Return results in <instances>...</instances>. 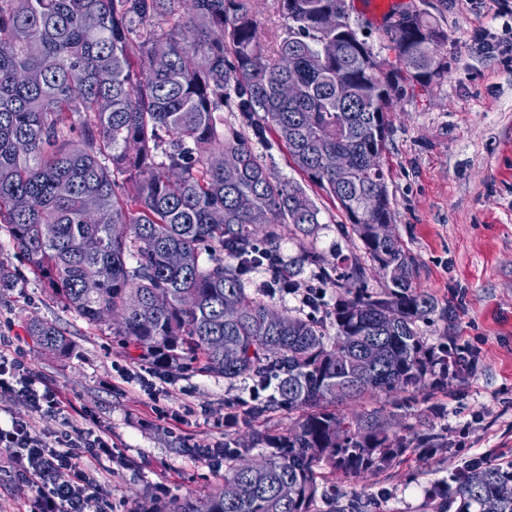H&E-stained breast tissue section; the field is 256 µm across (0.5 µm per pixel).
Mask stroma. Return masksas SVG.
<instances>
[{
  "label": "stroma",
  "mask_w": 512,
  "mask_h": 512,
  "mask_svg": "<svg viewBox=\"0 0 512 512\" xmlns=\"http://www.w3.org/2000/svg\"><path fill=\"white\" fill-rule=\"evenodd\" d=\"M413 4L447 35L448 72L407 90L388 114L382 163L393 228L416 259L417 288L434 305L417 322L425 344L438 352L469 346L479 350L480 361L440 389L428 373L406 393L341 405L346 414L391 411L395 430L411 424L448 442L430 455L407 451L400 464L359 478L326 474V489L359 501L363 512H437L427 499L431 485L448 481L485 451L512 457V0H347L348 18L373 52L390 60L385 15ZM257 151L279 176L303 184L321 211L313 244L325 262L304 265L297 278L323 288L314 316L334 335L337 299L360 286L381 292L386 283L371 270L346 214L306 182L285 147L275 141ZM348 261L366 267L362 283L344 278ZM0 265L13 279L12 287L0 288V331L10 332L36 375L112 433L117 455L96 467L115 512H135L147 494L184 497L223 482V468L209 466L199 451L225 438L247 439L249 425L224 433L213 420L230 409L245 413L248 380L174 374L138 360L107 325L89 324L43 288L3 225ZM34 315L65 333L68 354L32 341L25 324ZM154 371L164 389L161 405L185 417L178 427L151 423L141 377Z\"/></svg>",
  "instance_id": "obj_1"
}]
</instances>
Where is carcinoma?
Listing matches in <instances>:
<instances>
[{"instance_id":"cac0c4a2","label":"carcinoma","mask_w":512,"mask_h":512,"mask_svg":"<svg viewBox=\"0 0 512 512\" xmlns=\"http://www.w3.org/2000/svg\"><path fill=\"white\" fill-rule=\"evenodd\" d=\"M274 5L288 24L268 41L251 0H0V224L32 274L139 359L230 382L269 379L271 397L248 414L299 413L283 431L224 444L222 485L146 498L137 512H318L320 502L345 512L323 470L360 477L442 445L430 432L396 434L383 409L349 417L336 405L404 392L427 368L416 322L433 302L414 284L415 257L377 234L392 221L391 200L383 167L366 157L385 151L405 87L448 72L444 34L423 12L386 25L390 61L346 16L341 32L323 28L338 0ZM226 110L238 125H224ZM270 132L345 212L388 282L336 303L333 337L256 297L238 264L259 248L276 252L286 229L307 236L320 224L305 190L255 151ZM336 151L352 161L345 180L323 163ZM217 156L237 159L235 179L211 166ZM91 277L96 292L84 288ZM226 306L235 319H224ZM26 329L69 352L55 325L32 317ZM370 355L374 366L363 363ZM257 446L265 453L251 462ZM490 497L512 512V468L467 466L428 493L444 512H483Z\"/></svg>"}]
</instances>
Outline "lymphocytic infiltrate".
<instances>
[{
	"mask_svg": "<svg viewBox=\"0 0 512 512\" xmlns=\"http://www.w3.org/2000/svg\"><path fill=\"white\" fill-rule=\"evenodd\" d=\"M9 343L0 336V400L22 401L27 412L0 422V447L8 449L16 477L33 489L25 512H84L101 483L88 462L112 457V434L79 425L48 381L36 377L22 356L5 353ZM46 420L51 428H43Z\"/></svg>",
	"mask_w": 512,
	"mask_h": 512,
	"instance_id": "obj_1",
	"label": "lymphocytic infiltrate"
}]
</instances>
